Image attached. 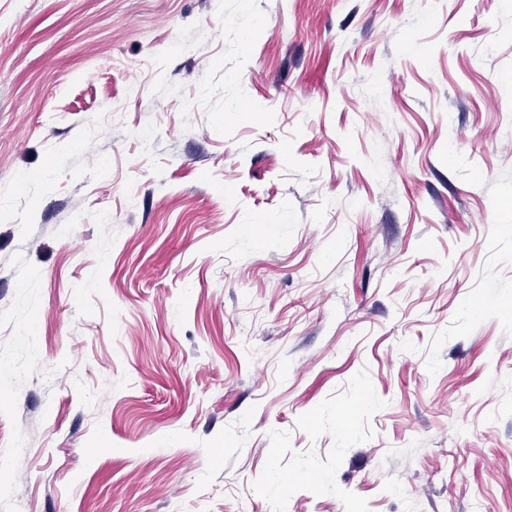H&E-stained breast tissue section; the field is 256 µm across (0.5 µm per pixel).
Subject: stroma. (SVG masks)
Masks as SVG:
<instances>
[{"label": "stroma", "mask_w": 512, "mask_h": 512, "mask_svg": "<svg viewBox=\"0 0 512 512\" xmlns=\"http://www.w3.org/2000/svg\"><path fill=\"white\" fill-rule=\"evenodd\" d=\"M0 441V512H512V8L0 0Z\"/></svg>", "instance_id": "stroma-1"}]
</instances>
